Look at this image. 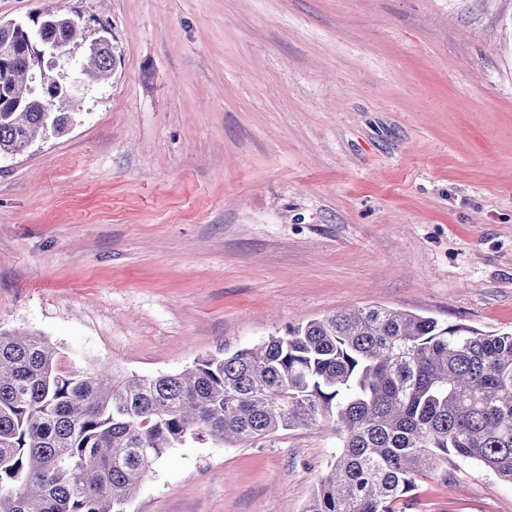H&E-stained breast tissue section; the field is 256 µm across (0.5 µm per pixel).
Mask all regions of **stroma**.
Listing matches in <instances>:
<instances>
[{
	"mask_svg": "<svg viewBox=\"0 0 512 512\" xmlns=\"http://www.w3.org/2000/svg\"><path fill=\"white\" fill-rule=\"evenodd\" d=\"M107 33L69 133L0 159V328L174 373L350 307L512 329V0H0ZM319 425L168 449L127 512H303ZM412 512H512L471 462Z\"/></svg>",
	"mask_w": 512,
	"mask_h": 512,
	"instance_id": "1",
	"label": "stroma"
}]
</instances>
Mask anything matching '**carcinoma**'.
I'll use <instances>...</instances> for the list:
<instances>
[{"instance_id": "obj_1", "label": "carcinoma", "mask_w": 512, "mask_h": 512, "mask_svg": "<svg viewBox=\"0 0 512 512\" xmlns=\"http://www.w3.org/2000/svg\"><path fill=\"white\" fill-rule=\"evenodd\" d=\"M71 19L48 12L8 38L0 21V157L72 126L44 92L70 50L82 86L111 77L114 51L86 48ZM41 40L56 59L28 45ZM318 423L339 448L304 512H403L419 477L448 481L450 454L512 483V331L357 307L145 377L68 372L45 339L0 329V512H124L169 448Z\"/></svg>"}]
</instances>
